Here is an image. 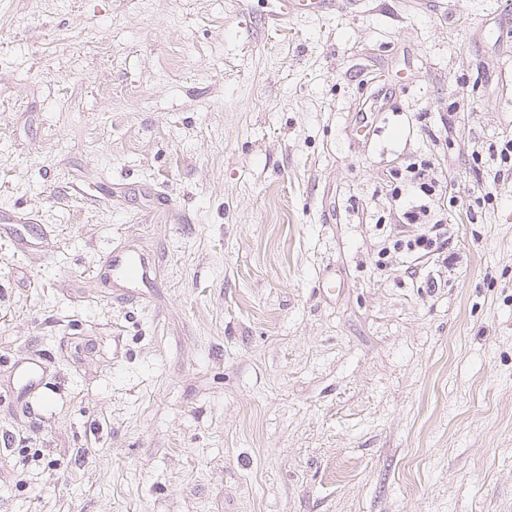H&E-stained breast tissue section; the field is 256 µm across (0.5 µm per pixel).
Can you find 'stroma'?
<instances>
[{
  "mask_svg": "<svg viewBox=\"0 0 512 512\" xmlns=\"http://www.w3.org/2000/svg\"><path fill=\"white\" fill-rule=\"evenodd\" d=\"M439 2L0 0V512H512V0ZM424 159L457 258L378 268ZM346 1L347 0H282V5L285 7L283 12L272 14L268 19V23L273 26L283 25V16L292 13V11L312 10L324 14L333 13L336 12V7L341 8L347 3ZM0 223L10 224L8 233L11 234L13 240L22 248L33 244L35 238L27 224H31L30 220L15 210H0ZM151 265L149 258L130 251L112 250L104 259V266L111 274L112 281L122 284L123 288L149 285Z\"/></svg>",
  "mask_w": 512,
  "mask_h": 512,
  "instance_id": "35a3bbf8",
  "label": "stroma"
}]
</instances>
